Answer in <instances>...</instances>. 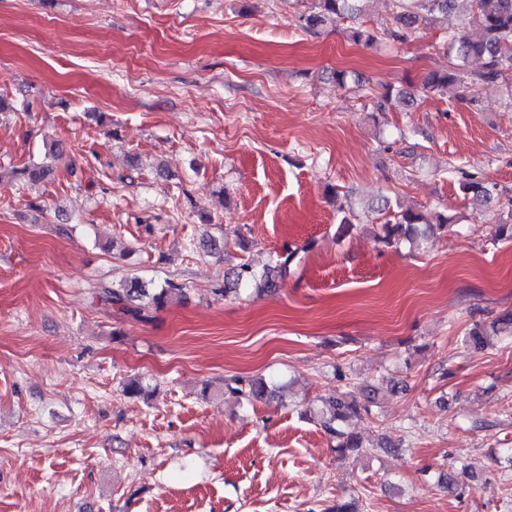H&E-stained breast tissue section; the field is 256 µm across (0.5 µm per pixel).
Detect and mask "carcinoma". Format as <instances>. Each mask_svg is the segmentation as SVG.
Listing matches in <instances>:
<instances>
[{
    "mask_svg": "<svg viewBox=\"0 0 512 512\" xmlns=\"http://www.w3.org/2000/svg\"><path fill=\"white\" fill-rule=\"evenodd\" d=\"M371 0H315V10L303 17L304 29L316 31L329 21L349 18L358 22L351 28L350 36L356 42L374 45L382 39L404 41L420 25L446 15L456 9L466 16V23L448 32V49L455 54L456 62L444 72L429 74L423 89L433 95H442L448 85L473 77L495 83L512 74V0H395L392 27L382 32L367 26L368 3ZM480 63L476 71L465 67L472 62ZM19 180H34L46 174V166L32 163L12 170ZM460 188L472 194L478 205L490 203L498 194L497 184L485 183L473 174H463ZM448 216L437 213L429 219L418 211L408 210L392 215L379 225L376 239L387 247L399 248L410 244L420 248L431 237L448 231ZM296 252L286 250L271 256V264L258 272L250 263L242 262L224 273V287L215 292L227 297L238 296L251 289L271 291L279 288L291 272ZM182 286L171 280L150 288L137 277H131L110 287L95 291L97 298L116 309V312L136 320H146L149 313L167 306L174 297L182 294ZM492 336H512V314L501 316L486 324L475 321L467 333L466 342L483 348ZM224 393L238 403L250 404L261 399H273L277 391L263 378L243 380L229 377L224 380ZM375 407V397L367 393L361 401L348 398L338 392L318 399L309 408L307 417L315 422L336 443V451L357 457L368 453L363 437L351 429L355 418L370 416Z\"/></svg>",
    "mask_w": 512,
    "mask_h": 512,
    "instance_id": "obj_1",
    "label": "carcinoma"
}]
</instances>
